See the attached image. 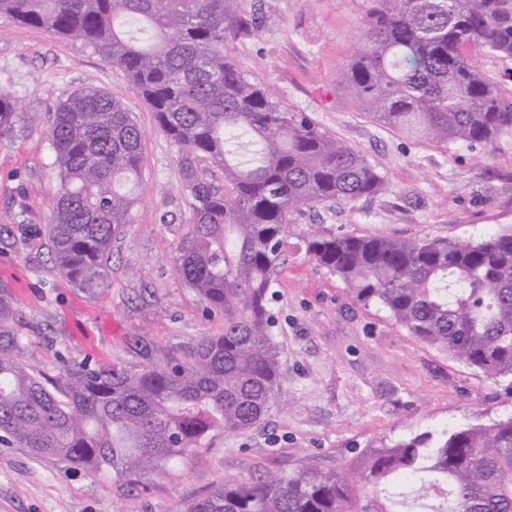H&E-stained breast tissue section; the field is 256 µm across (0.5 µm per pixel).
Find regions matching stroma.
Wrapping results in <instances>:
<instances>
[{"mask_svg":"<svg viewBox=\"0 0 512 512\" xmlns=\"http://www.w3.org/2000/svg\"><path fill=\"white\" fill-rule=\"evenodd\" d=\"M375 0H239L247 31L224 49L286 107L360 150L386 176L383 195L328 201L291 218L274 276L271 334L279 385L262 424L220 433L196 455L135 483L109 471L42 458L0 443V512H183L224 480L269 472L332 470L360 449L512 414L501 386L419 342L315 262L302 241L310 225L396 238H476L512 225V136L468 149L416 141L355 110L336 84ZM82 87L120 100L146 135L141 202L112 245L108 283L72 288L51 261L45 227L56 181L48 133L57 98ZM0 89L24 102V119L0 139V287L11 292L24 360L44 376L62 358L131 365L134 337L157 358L181 356L224 332L175 273L172 257L192 224L177 151L123 73L80 43L0 20Z\"/></svg>","mask_w":512,"mask_h":512,"instance_id":"obj_1","label":"stroma"}]
</instances>
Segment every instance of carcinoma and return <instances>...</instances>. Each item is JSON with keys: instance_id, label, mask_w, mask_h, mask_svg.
I'll list each match as a JSON object with an SVG mask.
<instances>
[{"instance_id": "carcinoma-1", "label": "carcinoma", "mask_w": 512, "mask_h": 512, "mask_svg": "<svg viewBox=\"0 0 512 512\" xmlns=\"http://www.w3.org/2000/svg\"><path fill=\"white\" fill-rule=\"evenodd\" d=\"M0 19L81 43L139 89L178 153L194 216L173 263L224 313V334L180 359L157 361L137 337V366L65 360L46 378L24 361L0 290V441L131 481L212 433L258 426L280 373L270 288L292 213L380 195L385 176L236 68L224 38L244 28L238 0H0ZM129 20L146 36L130 35ZM480 52L512 57V0H378L337 83L393 131L473 148L512 135V92L483 76ZM22 118L21 100L1 89L0 138ZM48 138L53 263L92 295L134 223L144 133L119 100L86 88L56 101ZM204 164L224 182L205 178ZM305 244L355 302L381 306L512 395L511 225L478 239H398L313 224ZM185 512H512V415L364 448L341 469L226 481Z\"/></svg>"}]
</instances>
